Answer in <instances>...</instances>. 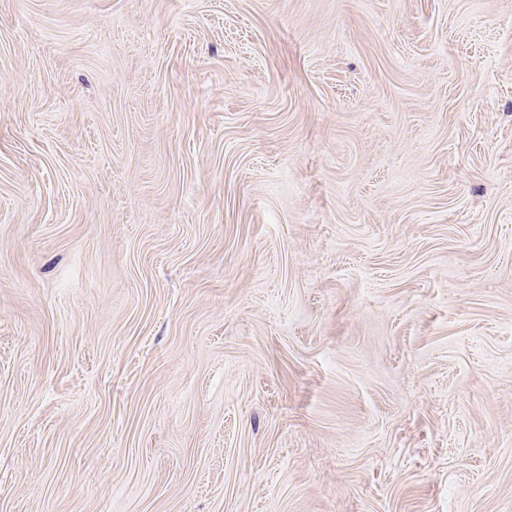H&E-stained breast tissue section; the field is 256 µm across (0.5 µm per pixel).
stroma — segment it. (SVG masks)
Here are the masks:
<instances>
[{
    "label": "stroma",
    "instance_id": "stroma-1",
    "mask_svg": "<svg viewBox=\"0 0 512 512\" xmlns=\"http://www.w3.org/2000/svg\"><path fill=\"white\" fill-rule=\"evenodd\" d=\"M0 512H512V0H0Z\"/></svg>",
    "mask_w": 512,
    "mask_h": 512
}]
</instances>
